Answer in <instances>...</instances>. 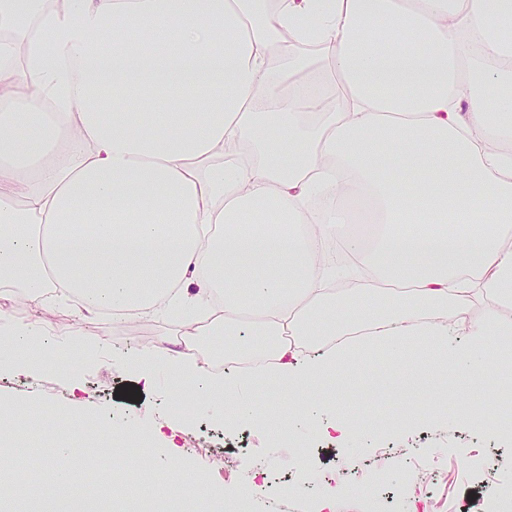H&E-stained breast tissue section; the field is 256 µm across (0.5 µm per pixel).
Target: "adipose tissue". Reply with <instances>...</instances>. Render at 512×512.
<instances>
[{
  "instance_id": "1",
  "label": "adipose tissue",
  "mask_w": 512,
  "mask_h": 512,
  "mask_svg": "<svg viewBox=\"0 0 512 512\" xmlns=\"http://www.w3.org/2000/svg\"><path fill=\"white\" fill-rule=\"evenodd\" d=\"M1 27L15 36L0 39V332L26 372L61 296L80 326L108 308L116 326L177 311L210 336L216 314L251 316L277 360L250 379L135 355L144 384L161 363L191 374L198 409L231 425L256 417L252 382L297 387L371 348L451 360L481 391L512 335V43L496 36L512 0H0ZM311 42L327 64L292 77ZM388 144L426 189L382 178ZM364 184L384 214L372 255L342 208ZM334 249L369 275L352 284L353 326L329 322L348 276ZM19 293L26 322L3 304ZM482 296L506 316L464 321ZM326 331L352 342L312 360L280 341Z\"/></svg>"
}]
</instances>
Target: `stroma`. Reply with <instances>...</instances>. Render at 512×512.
<instances>
[{"label":"stroma","instance_id":"obj_1","mask_svg":"<svg viewBox=\"0 0 512 512\" xmlns=\"http://www.w3.org/2000/svg\"><path fill=\"white\" fill-rule=\"evenodd\" d=\"M43 316L57 333L50 355L64 365L25 376L12 362L0 361V413L22 421L45 408L76 438L82 437L86 422L118 436L143 434L151 444L144 473L164 474L171 484L180 476L192 479L207 500L220 503L235 491L247 490L253 512H311L313 497L342 475L346 482L336 498L338 512H488L481 476L473 465L478 457L486 459L502 482L512 485V436L449 425L439 410L460 377L455 367L434 372L417 355L389 362L378 375L366 363L356 367L335 393L318 381L270 397L266 385L257 383L253 399L258 414L273 413L286 423L280 431L259 432L248 425L233 428L222 416L197 412L193 381L169 366L155 367L154 383L147 386L139 371L122 359V351L144 347L191 356L179 318L116 326L110 317H97L86 324L85 353L77 356L70 345L75 329L72 310L49 307ZM75 383L82 385V392L72 391ZM420 399L434 410L416 423L409 414ZM382 405L406 415V423L354 435L344 444L327 440L321 432L322 412L342 416L353 407L367 416ZM166 420L182 429L180 454H173L155 436ZM197 435L231 451L232 480L219 475L209 452L190 447V438ZM298 447L305 448L307 460L294 466L290 459ZM414 448L422 449L428 464L445 476L433 498L417 495L404 476ZM258 469L266 472L267 480L256 488L252 475Z\"/></svg>","mask_w":512,"mask_h":512}]
</instances>
